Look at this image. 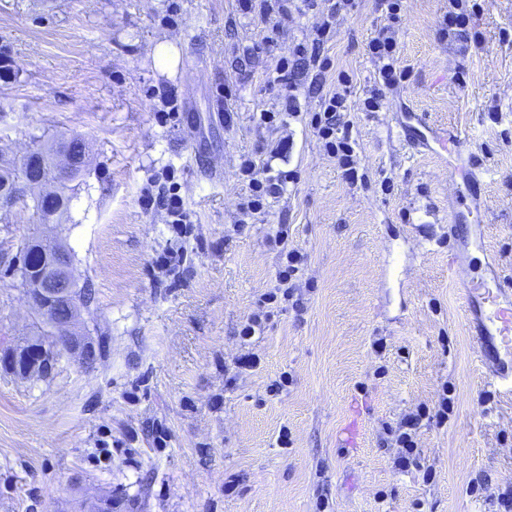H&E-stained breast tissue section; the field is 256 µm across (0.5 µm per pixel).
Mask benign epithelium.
<instances>
[{"label": "benign epithelium", "mask_w": 512, "mask_h": 512, "mask_svg": "<svg viewBox=\"0 0 512 512\" xmlns=\"http://www.w3.org/2000/svg\"><path fill=\"white\" fill-rule=\"evenodd\" d=\"M26 156L31 160L33 175L15 183L7 192L0 191V210L7 215L20 201L40 200L46 208H52L56 188L69 179L77 165L87 160V156L77 155L73 147L57 153L48 164L36 148L28 151ZM34 243L42 255V262L30 269L23 299L29 311L39 316L49 336L40 346H33L26 339L0 353V365L22 379L40 375L48 357L57 360L66 355L84 363L93 352L79 323L85 305L75 296L69 250L43 237Z\"/></svg>", "instance_id": "obj_1"}]
</instances>
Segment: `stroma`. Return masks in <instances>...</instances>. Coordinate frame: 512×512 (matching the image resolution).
Returning <instances> with one entry per match:
<instances>
[{
	"instance_id": "obj_1",
	"label": "stroma",
	"mask_w": 512,
	"mask_h": 512,
	"mask_svg": "<svg viewBox=\"0 0 512 512\" xmlns=\"http://www.w3.org/2000/svg\"><path fill=\"white\" fill-rule=\"evenodd\" d=\"M476 48L448 34L450 0H405L397 25V88L379 111L368 43L388 20L379 0L340 12L320 48L332 69L295 71L302 115L279 159L257 113L285 87L282 57L312 44L330 0H287L263 16L239 0H0V154L19 158L32 134L89 142L63 228L16 206L0 228V337L37 335L15 269L21 241L66 237L96 303L82 322L104 357L64 358L46 378L0 369V512H503L512 495V394L488 386L463 318L461 279L487 260L512 277V0H478ZM178 50L161 70L158 44ZM343 122L364 179L350 183L311 125L338 73ZM466 130L488 172L487 253L448 271V200L460 177L409 152L401 112ZM293 172L287 193L242 215L238 168ZM174 173L190 213L179 279L155 257L167 215L140 190ZM288 227L306 257L295 305L273 309L249 343L238 332L280 268L267 234ZM252 353L259 365L237 372ZM454 403L422 421L417 465L394 460L405 415ZM486 489L471 491L473 482ZM234 484L225 493V484Z\"/></svg>"
}]
</instances>
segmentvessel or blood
I'll return each mask as SVG.
<instances>
[{"label": "vessel or blood", "instance_id": "vessel-or-blood-1", "mask_svg": "<svg viewBox=\"0 0 512 512\" xmlns=\"http://www.w3.org/2000/svg\"><path fill=\"white\" fill-rule=\"evenodd\" d=\"M397 125L402 143L411 150L435 155L445 150L453 152L462 183L449 209L450 221L472 225L470 245L485 250L484 237L476 227L485 184L478 174L481 164L468 149L467 132L431 126L415 112L404 114ZM463 315L488 384L512 394V291L497 281L469 284Z\"/></svg>", "mask_w": 512, "mask_h": 512}]
</instances>
